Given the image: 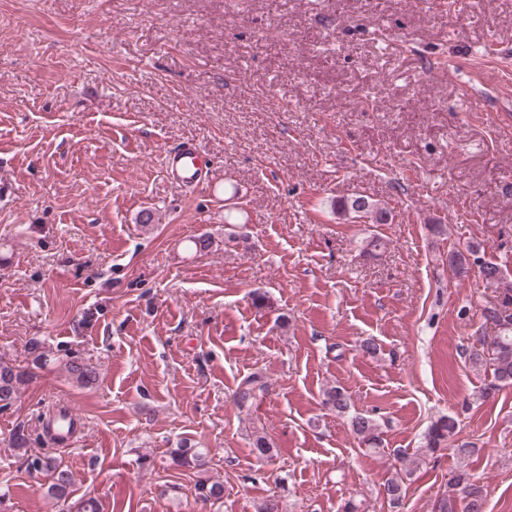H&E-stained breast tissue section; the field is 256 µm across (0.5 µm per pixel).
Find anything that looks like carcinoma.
<instances>
[{"label": "carcinoma", "instance_id": "cac0c4a2", "mask_svg": "<svg viewBox=\"0 0 512 512\" xmlns=\"http://www.w3.org/2000/svg\"><path fill=\"white\" fill-rule=\"evenodd\" d=\"M344 213H361L372 219L375 224H384L388 220V211L364 196L346 200L339 206ZM450 262L457 272L464 274L471 267H478L480 275L486 281L503 280L502 269L487 263L476 256V252L458 251L451 256ZM483 325L492 329L487 336L479 333L468 337V345L463 350L465 361L472 367L490 374L488 383L482 388L480 397L487 398L497 391L512 387V288L504 289L503 298L482 310ZM69 378L80 386H86L96 380L95 369L65 352L62 355ZM25 369L0 356V410L10 408L17 400L25 384ZM267 389V382L257 374L242 379L233 393L234 404L248 408ZM323 403L336 415L345 417L358 443L373 450L383 447V432L380 425L371 416L351 412L350 395L341 386H330L323 392ZM28 436L17 432L13 436V448L19 451L23 464L30 474H47L51 483L47 488L49 498L60 502L67 501L73 486L72 472L60 466L56 458L48 452L30 453L27 450ZM452 448L459 456L465 458L478 452L474 442L460 436L454 419L441 417L431 424L425 434L424 452L434 454L443 448ZM400 467L395 475L383 485V500L397 509L401 507L406 494L405 478L411 476L419 465V458L407 452L396 450L394 453ZM172 462L183 468L202 471L206 466V452L203 448L183 440L180 447L171 450ZM197 498L216 504L224 499V484L206 477H198L194 484ZM485 489L465 469L456 471L448 480V489L435 501L434 512H485Z\"/></svg>", "mask_w": 512, "mask_h": 512}]
</instances>
